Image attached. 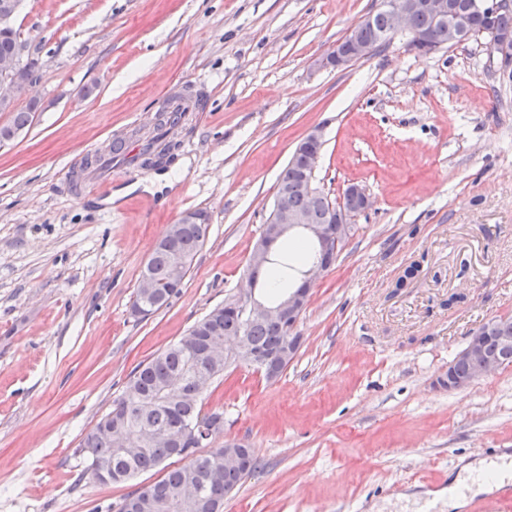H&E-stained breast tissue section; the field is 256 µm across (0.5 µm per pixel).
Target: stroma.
Wrapping results in <instances>:
<instances>
[{
    "instance_id": "35a3bbf8",
    "label": "stroma",
    "mask_w": 512,
    "mask_h": 512,
    "mask_svg": "<svg viewBox=\"0 0 512 512\" xmlns=\"http://www.w3.org/2000/svg\"><path fill=\"white\" fill-rule=\"evenodd\" d=\"M380 4L24 0L15 26L40 79L31 125L0 145V512H117L160 479L95 481L81 438L138 364L248 288L279 174L316 126L315 187L356 184L372 205L312 288L284 373L234 364L205 397L258 460L223 512H440L410 492L512 448V365L437 384L473 330L512 316V79L476 42L421 57L401 34L316 68ZM183 90L203 110L167 165L109 157L95 200L65 182L91 149L152 136ZM193 209L209 234L180 294L133 318L156 243Z\"/></svg>"
}]
</instances>
